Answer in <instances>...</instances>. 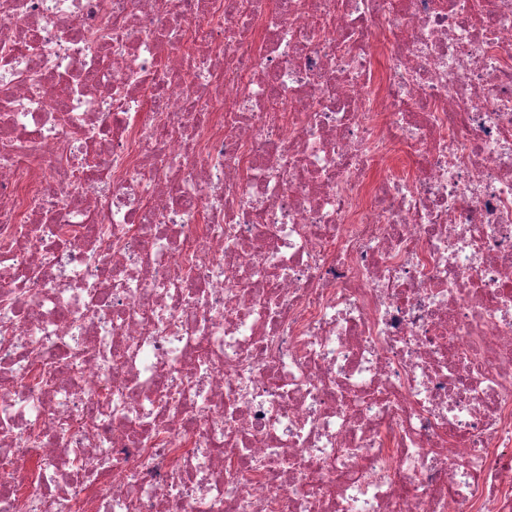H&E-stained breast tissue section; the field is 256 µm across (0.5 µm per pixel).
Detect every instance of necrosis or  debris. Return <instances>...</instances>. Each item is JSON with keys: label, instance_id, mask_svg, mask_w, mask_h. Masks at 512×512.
I'll return each mask as SVG.
<instances>
[{"label": "necrosis or debris", "instance_id": "obj_1", "mask_svg": "<svg viewBox=\"0 0 512 512\" xmlns=\"http://www.w3.org/2000/svg\"><path fill=\"white\" fill-rule=\"evenodd\" d=\"M0 512H512V0H0Z\"/></svg>", "mask_w": 512, "mask_h": 512}]
</instances>
